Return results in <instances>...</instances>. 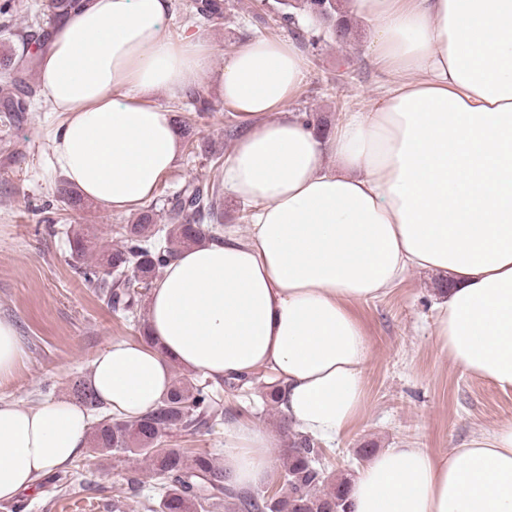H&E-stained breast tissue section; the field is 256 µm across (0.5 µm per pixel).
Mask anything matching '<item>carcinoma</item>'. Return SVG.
Instances as JSON below:
<instances>
[{"label":"carcinoma","mask_w":512,"mask_h":512,"mask_svg":"<svg viewBox=\"0 0 512 512\" xmlns=\"http://www.w3.org/2000/svg\"><path fill=\"white\" fill-rule=\"evenodd\" d=\"M195 9L208 20L224 18L226 0H197ZM315 21L340 23L343 37L351 34L345 12L327 0H279L269 23L287 28L296 25L298 16ZM38 54L22 55L15 63L14 90L0 98L10 112L27 111L25 71L37 65ZM208 182H193L168 201L164 214L151 206L138 213L133 222L121 227V245L103 246L91 241L84 229L68 237L70 254L80 264L84 280L108 297L116 310L129 311L138 302L140 290H148L164 267L181 251L196 245L205 236L197 224L209 219L215 227L211 238L220 239L224 211L220 196V164L212 167ZM136 268L141 285L122 280L121 274ZM74 394L84 406L97 410L101 403L84 383L76 384ZM224 415V405L211 384L173 379L169 392L157 406L135 420H116L103 415L90 433L91 447L106 454L135 455L148 462L159 481L161 495L152 512H213L228 502L236 512H349L347 479L335 478L320 466L323 449L308 436L298 435L286 451L285 492L282 494H238L224 485V472L204 452L184 448H161L160 439L172 428L195 433Z\"/></svg>","instance_id":"obj_1"}]
</instances>
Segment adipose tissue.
I'll return each instance as SVG.
<instances>
[{"instance_id":"adipose-tissue-1","label":"adipose tissue","mask_w":512,"mask_h":512,"mask_svg":"<svg viewBox=\"0 0 512 512\" xmlns=\"http://www.w3.org/2000/svg\"><path fill=\"white\" fill-rule=\"evenodd\" d=\"M171 0H81L43 52V96L66 121L50 165L113 212L150 200L182 153L169 108L212 75L248 126L224 190L253 204L247 235L184 250L151 288L148 340L115 339L87 384L130 420L173 368L213 381L262 372L299 432L332 442L366 406L370 343L353 310L412 269L448 282L432 334L465 372L512 390V0H347L388 77L380 103L325 135L281 115L306 76L292 40L258 36L224 69L198 35L173 38ZM91 422L57 399L0 402V500L85 455ZM263 424L224 426L222 469L242 491L275 465ZM352 512H512V423L460 448L375 454L349 482Z\"/></svg>"}]
</instances>
